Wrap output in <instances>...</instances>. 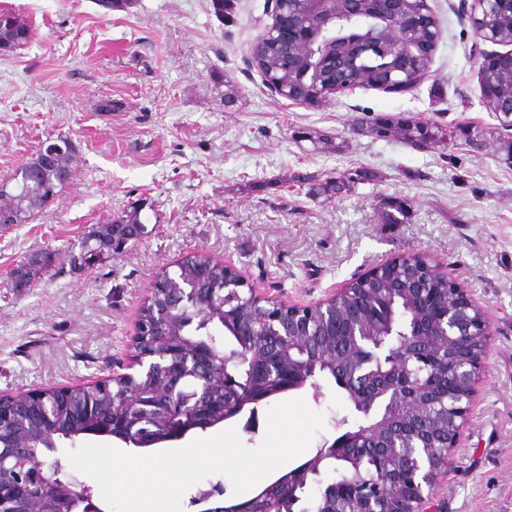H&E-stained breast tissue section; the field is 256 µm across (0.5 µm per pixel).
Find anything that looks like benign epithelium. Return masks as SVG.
<instances>
[{"mask_svg": "<svg viewBox=\"0 0 512 512\" xmlns=\"http://www.w3.org/2000/svg\"><path fill=\"white\" fill-rule=\"evenodd\" d=\"M306 10L297 15L289 10L290 0H270L269 15L272 23L265 27L257 42L284 48L283 70L293 72L298 61L290 47L297 43L314 44L329 33L330 21L336 19V8H352L360 0H304ZM494 0H473L471 20L478 21L473 27L476 37L485 42H494L488 20L491 3ZM425 34L431 46H436L440 31L430 24L417 22L405 32L404 40L393 44L397 71L406 70L411 56V45L419 34ZM72 142L66 139L49 138L41 143L35 158L44 167L53 165L56 157L71 149ZM399 275L392 277L391 288L356 289L357 310L347 319L332 317L329 329L333 335L324 337L327 342L334 340L344 343L348 350V362L339 375V387L347 394L349 401L361 410L363 423L353 430H347L332 443H324L317 453L304 463L279 476L252 498L226 505L219 497L224 490H213L200 494L194 504L202 506L199 512H277L278 501L289 494L293 483L314 468L340 453L350 452L368 444L375 448L379 457L393 453L403 461L406 478L395 484H368L362 486L346 478L336 479L326 487L329 495L342 494L353 490L359 507L357 512H430L433 498L442 474L448 471V455L456 447L462 421L470 403L473 391L472 380L478 369L489 342L487 321L481 307L467 297L460 288H448L441 295L436 290L423 287L429 272L448 279V272L427 257L408 258L397 267ZM210 276L209 265L196 268V288L179 290L180 299L188 304H197L205 292L201 285ZM247 287L245 277L233 266L224 265V287L241 291ZM158 283L148 290L145 305L151 307L152 316L140 318L133 336V364L144 367V371L158 370L161 378L159 389L151 393L154 410L162 415L172 409L171 396L182 385L184 370L192 371L202 382L220 384L228 391L237 387L233 373L235 366L244 356L250 360L252 379L249 387L241 394L215 405L210 397L193 404L189 410V423L162 428L151 434L133 435L134 409L112 413V422L106 424L112 436L129 443L137 440L136 447L152 448L161 443L183 437L188 431L201 426L210 427L239 416L249 410L255 417L256 405L288 391L300 390L307 385L317 387L316 378L325 374L328 364L317 355L307 353L315 337L310 335V320L324 309L336 305L351 289L341 288L332 296L310 305L287 304L257 294L248 287L244 300L250 312L265 322L273 331L269 348L288 359V380L276 388L265 386L267 366L255 356L259 349L252 327L236 328L241 338L242 351H230L219 356L213 343L200 345L189 361L181 362L182 344L176 339L168 342V350L159 355L153 350L152 338L160 335L167 319L169 299L155 298ZM380 293L402 296L408 307L423 316L441 332L447 353L431 355L422 348L424 337L408 333L405 344H394L389 336H362L359 330H367L363 310L370 307L372 298ZM392 400L411 403L418 409H440L447 422L448 437L443 453L431 458L418 456L417 448H426L420 439L419 429L408 421L398 419L393 413L376 415L377 403L387 405ZM51 402L29 413L32 421L51 432L55 422L49 415ZM15 448H0V512H32L36 492L47 491L60 483L69 495L81 499L82 512H104L95 501L89 486L76 480H56L59 470L40 465L32 470L26 465L15 463Z\"/></svg>", "mask_w": 512, "mask_h": 512, "instance_id": "obj_1", "label": "benign epithelium"}]
</instances>
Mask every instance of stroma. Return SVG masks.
Listing matches in <instances>:
<instances>
[{"label":"stroma","mask_w":512,"mask_h":512,"mask_svg":"<svg viewBox=\"0 0 512 512\" xmlns=\"http://www.w3.org/2000/svg\"><path fill=\"white\" fill-rule=\"evenodd\" d=\"M472 0H428L440 37L428 78L410 91L356 88L306 106L265 86L252 47L268 0H0L25 17L27 45L0 53V179L42 141L65 135L73 174L25 224H0V393L88 383L132 361L147 290L183 257L205 252L263 295L301 305L326 298L397 257L424 255L485 310L489 350L437 512H512V162L497 145L419 148L359 133L358 117L496 127L477 59ZM368 181L344 197L310 195L345 169ZM408 200L404 223L384 199ZM144 204V236L107 265L44 269L20 286L18 265L65 251L92 227ZM302 399L323 426L304 458L362 417L329 378L273 396Z\"/></svg>","instance_id":"obj_1"}]
</instances>
